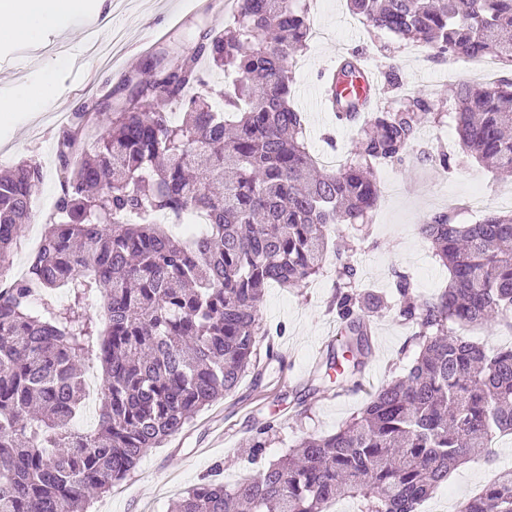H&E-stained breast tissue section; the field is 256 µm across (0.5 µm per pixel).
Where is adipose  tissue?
Segmentation results:
<instances>
[{"label": "adipose tissue", "mask_w": 512, "mask_h": 512, "mask_svg": "<svg viewBox=\"0 0 512 512\" xmlns=\"http://www.w3.org/2000/svg\"><path fill=\"white\" fill-rule=\"evenodd\" d=\"M84 8L85 0H0V42L34 44L46 29H67ZM57 98L53 77L18 85L11 96L0 98V124H12L21 112L46 111Z\"/></svg>", "instance_id": "obj_1"}]
</instances>
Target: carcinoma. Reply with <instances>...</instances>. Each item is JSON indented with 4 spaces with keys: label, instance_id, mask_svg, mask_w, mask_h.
Listing matches in <instances>:
<instances>
[{
    "label": "carcinoma",
    "instance_id": "1",
    "mask_svg": "<svg viewBox=\"0 0 512 512\" xmlns=\"http://www.w3.org/2000/svg\"><path fill=\"white\" fill-rule=\"evenodd\" d=\"M224 26L194 47L160 58L148 81L99 127L80 159L77 137L58 138L61 195L27 273L0 284V512H84L92 492L124 478L146 452L259 367L267 335L260 302L272 282L295 287L320 274L331 232L365 223L379 194L374 169L400 161L429 104L406 94L376 106L356 151L322 173L290 104L292 60L307 47V10L290 0H235ZM378 32L450 58L492 56L512 68V0H349ZM237 77L224 108L203 89L202 63ZM336 121L341 101L329 78ZM463 153L512 173V77L454 88ZM176 103L182 117L172 119ZM41 168L0 173V272L19 230L35 217ZM202 213L197 234L176 225ZM448 285L418 300L394 274V307L415 322L417 350L405 373L370 395L338 431L304 437L275 461L277 432L254 427L252 476L231 487L205 477L175 512H326L339 498L358 512H413L482 451L512 436V347L464 337L473 326L512 333V213L457 224L437 213L420 226ZM336 317L344 342L327 368L345 384L370 353L359 313L366 295L355 266L336 268ZM64 287L62 303L52 291ZM97 306L101 318L88 314ZM102 371L94 425L74 428L85 407L82 370ZM459 512H512V470L499 472Z\"/></svg>",
    "mask_w": 512,
    "mask_h": 512
}]
</instances>
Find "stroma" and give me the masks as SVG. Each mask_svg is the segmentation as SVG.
<instances>
[{
  "instance_id": "obj_1",
  "label": "stroma",
  "mask_w": 512,
  "mask_h": 512,
  "mask_svg": "<svg viewBox=\"0 0 512 512\" xmlns=\"http://www.w3.org/2000/svg\"><path fill=\"white\" fill-rule=\"evenodd\" d=\"M225 0H117L109 19L78 15L69 30H49L29 47L0 44V98L22 83L36 84L55 74L61 96L70 98V112L89 110L109 114L145 78L161 56H175L190 46L200 31L224 20ZM310 21L319 35L309 38L303 56L307 64L295 73L292 103L304 117L305 139L313 155L346 159L352 155L358 128L338 124L323 102V82L337 55L359 54L381 82L377 98L390 102L403 86H414L432 111L443 113L439 123L421 127L416 145L426 158L408 153L403 161L377 171L378 183L400 182L403 193H380L367 223L343 228L355 244L349 259L366 292H390L393 275L409 272L419 297H430L448 282V271L433 255L420 226L436 213L452 211L456 223L473 224L483 210L469 208L470 197L512 191V176L497 175L474 159L460 156L446 171L430 154L438 148L458 153L450 117L451 85L477 81L463 60L429 57L425 44L375 35L354 15L347 0H311ZM123 41L108 64L96 74L85 70L88 38L101 33L110 41L113 32ZM396 74L397 86L385 80ZM62 125L46 114H20L16 122L0 126V169L20 162L42 163L43 180L35 196L59 197L57 140ZM335 257H328L322 272L294 288L270 285L260 308L261 324L281 359L261 376L246 374L229 395L202 409L184 428L150 449L137 467L112 489L90 499L86 512H170L171 504L207 474L226 483L252 471L247 458L255 423L277 426L266 450L278 459L297 440L336 432L361 411L370 393L401 375L415 353L413 323L393 309L364 310L369 325L372 356L358 388L336 381H321L331 349L338 346ZM512 467V442L500 445L494 463L481 461L460 467L435 494L440 501L457 500L478 492L495 469Z\"/></svg>"
}]
</instances>
